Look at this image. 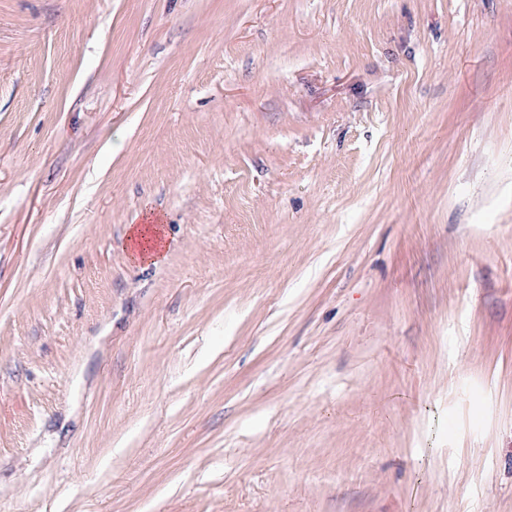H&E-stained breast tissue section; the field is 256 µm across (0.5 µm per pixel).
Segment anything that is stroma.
<instances>
[{"mask_svg": "<svg viewBox=\"0 0 512 512\" xmlns=\"http://www.w3.org/2000/svg\"><path fill=\"white\" fill-rule=\"evenodd\" d=\"M0 512H512V0H0ZM160 237V219L152 210H144L129 228L128 246L132 258L147 263L159 261L162 257Z\"/></svg>", "mask_w": 512, "mask_h": 512, "instance_id": "35a3bbf8", "label": "stroma"}]
</instances>
